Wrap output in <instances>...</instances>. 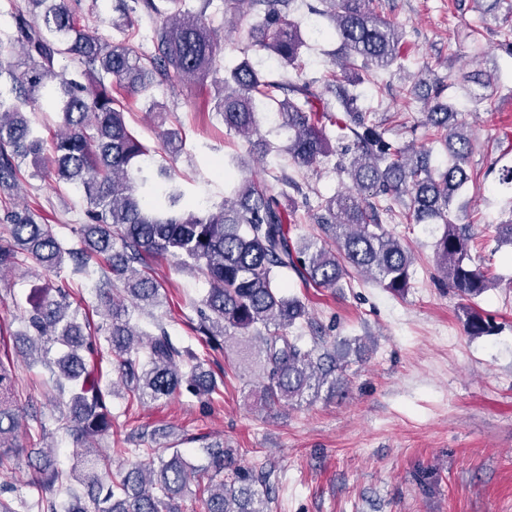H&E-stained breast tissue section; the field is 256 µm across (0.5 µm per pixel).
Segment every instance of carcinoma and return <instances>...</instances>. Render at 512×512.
<instances>
[{"label":"carcinoma","mask_w":512,"mask_h":512,"mask_svg":"<svg viewBox=\"0 0 512 512\" xmlns=\"http://www.w3.org/2000/svg\"><path fill=\"white\" fill-rule=\"evenodd\" d=\"M123 17L112 23L122 38L109 41L80 23L72 0H17L11 45L27 59L19 71L0 56V192L12 194L31 165V178L74 184L86 201L78 242L67 247L55 225L44 224L28 206L0 204V272L35 261L46 274H60L66 261L85 276L95 275V291L104 308L102 322H79L71 308V290L57 287L29 299L24 335L36 352L34 361L48 374L44 384L68 398L54 417L73 447L76 462L63 472L50 453L29 462L26 486L34 495L0 497V512H180V502L198 466L180 449L114 448L142 460L114 477L109 460L96 443L112 436L109 398L114 386L103 383L101 364L112 358L119 383L137 402L168 399L181 390L198 397L216 392L206 359L189 346L173 342L166 325L154 330L132 323L133 313L162 304L161 284L145 274L149 261L169 256L180 269L204 278L210 288L197 306L192 330L212 351L224 350L226 337L257 339L239 354L251 358L263 379L259 401L266 407L298 400L312 390L336 395L348 367L346 355L327 348H305L289 329L308 317L305 304L281 290L280 276L293 271L306 285L341 288L350 271L371 273L390 293L410 287L411 251L384 226L382 215L409 197L416 224H440L434 244L437 265L460 300L467 302L466 324L472 336H493L498 326L469 301L492 286L487 272L474 263L469 225L451 219L456 197L473 181L468 172L473 150L467 126L452 104L442 100L443 84L426 94L423 125L450 156L448 165H432L429 151L399 146L385 139L359 105L355 88L364 75L404 69L401 29L376 11L375 0H319L318 15L329 20L340 41L341 76L327 83L338 107L331 110L312 82L303 78L302 57L308 47L301 27L288 17L292 0H224V12L240 6L256 16L252 42L238 48L243 59L223 71L216 60L215 29L207 16L212 0H118ZM482 19L512 17V0H471ZM156 19L154 54L144 59L130 44L139 14ZM267 52L295 79L267 78L248 59L252 48ZM78 65L69 78L59 60ZM174 79L210 80L214 111L224 127L267 153L258 104L272 105L288 129L284 151L299 168H311L335 153L326 124L345 143L340 168L353 188L322 199L317 223L327 241H293L294 209L286 187L293 178L274 176L283 189L275 193L254 179L224 169L230 192L218 204H188L172 167L147 160L150 149L127 127L122 92L146 95L153 84ZM474 85L472 98H485V74L465 76ZM45 100L60 118L50 140L34 130L27 107ZM160 149L169 158L183 150V137L168 129ZM26 414L16 398L14 361L0 357V468L22 453L17 443L19 420ZM204 470L208 483L206 512H268L270 489L261 476L237 465L232 449L206 443ZM70 484L61 504L57 488Z\"/></svg>","instance_id":"obj_1"}]
</instances>
